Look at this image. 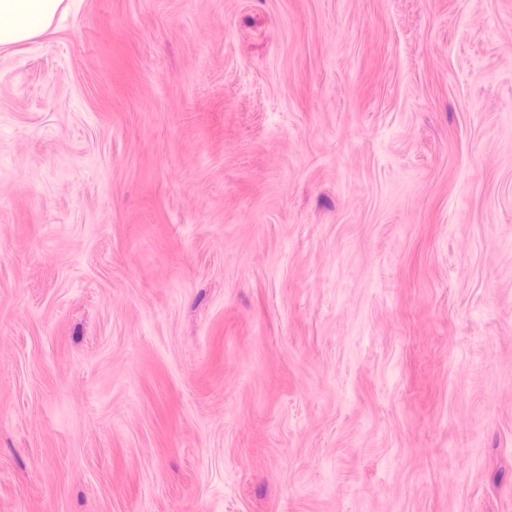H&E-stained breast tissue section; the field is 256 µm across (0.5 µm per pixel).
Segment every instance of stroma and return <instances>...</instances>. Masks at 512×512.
Wrapping results in <instances>:
<instances>
[{
    "mask_svg": "<svg viewBox=\"0 0 512 512\" xmlns=\"http://www.w3.org/2000/svg\"><path fill=\"white\" fill-rule=\"evenodd\" d=\"M0 512H512V0L0 47Z\"/></svg>",
    "mask_w": 512,
    "mask_h": 512,
    "instance_id": "1",
    "label": "stroma"
}]
</instances>
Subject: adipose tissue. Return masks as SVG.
Returning a JSON list of instances; mask_svg holds the SVG:
<instances>
[{"mask_svg": "<svg viewBox=\"0 0 512 512\" xmlns=\"http://www.w3.org/2000/svg\"><path fill=\"white\" fill-rule=\"evenodd\" d=\"M63 0H0V46L28 42L48 33Z\"/></svg>", "mask_w": 512, "mask_h": 512, "instance_id": "ef3b65f1", "label": "adipose tissue"}]
</instances>
